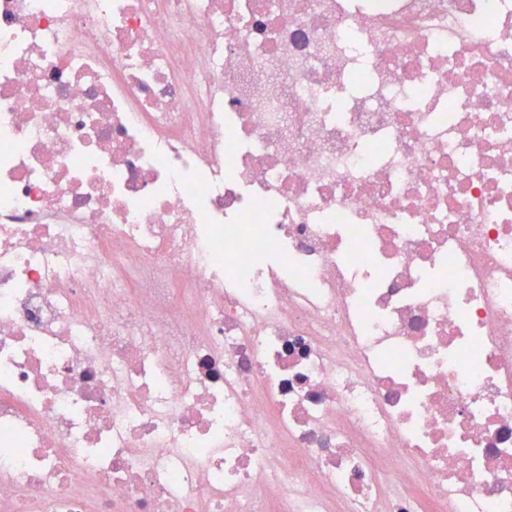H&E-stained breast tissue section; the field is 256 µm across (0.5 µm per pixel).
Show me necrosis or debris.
I'll list each match as a JSON object with an SVG mask.
<instances>
[{
  "mask_svg": "<svg viewBox=\"0 0 512 512\" xmlns=\"http://www.w3.org/2000/svg\"><path fill=\"white\" fill-rule=\"evenodd\" d=\"M0 512H512V0H0Z\"/></svg>",
  "mask_w": 512,
  "mask_h": 512,
  "instance_id": "obj_1",
  "label": "necrosis or debris"
}]
</instances>
